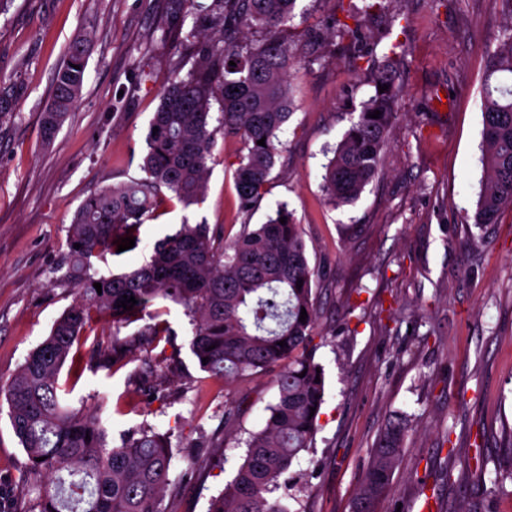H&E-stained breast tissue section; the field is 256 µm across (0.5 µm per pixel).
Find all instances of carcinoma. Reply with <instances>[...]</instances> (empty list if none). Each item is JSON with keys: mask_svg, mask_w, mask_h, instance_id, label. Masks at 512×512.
<instances>
[{"mask_svg": "<svg viewBox=\"0 0 512 512\" xmlns=\"http://www.w3.org/2000/svg\"><path fill=\"white\" fill-rule=\"evenodd\" d=\"M298 0H224V30L198 46L200 64L186 79L173 78L161 94L146 135L144 176L88 196L68 228V262L62 279L77 288V300L64 310L48 336L32 349L20 370L2 387L15 436L29 460L23 493L28 512H169L162 492L170 484L173 454L167 437L151 427L109 443L94 411L75 408L59 383L64 367L74 373L81 358L73 351L102 314L112 325L130 326L144 318L138 335L154 342L172 335L161 311L169 300L190 317V351L199 368L214 379L232 381L248 371L278 369L277 395L261 427L249 433L246 456L234 478L214 497L208 512H294L288 496L278 495L301 451L312 447L316 421L325 401L322 365L309 349L315 314L313 277L307 244L288 205L280 203L262 224L242 225L238 237L208 224H181L157 240L149 258L132 271L105 274L121 239L139 229L169 192L184 207L200 203L214 145L211 101L220 106L224 135L240 138L244 154L233 172L240 209L249 213L262 200L280 153L279 133L288 121L294 91L288 82V42L281 33L295 18ZM176 14L199 21V0H176ZM263 32L247 42L239 25ZM333 34L362 41L356 13L333 19ZM372 45L381 38L369 31ZM87 40L75 38L56 72L51 99L43 110L46 139L78 102L85 80ZM235 65H229V62ZM482 102V182L472 224L498 223L512 208V26L503 30L487 68ZM388 89L363 103L334 156L325 166L323 191L334 207L354 204L379 173L383 151L401 92L395 73H373ZM22 86H0V117L14 110ZM380 111L379 118L369 114ZM265 140V145L257 144ZM286 218L281 223L280 218ZM80 248H74V244ZM303 281L297 286V281ZM101 284L97 292L94 284ZM137 300L133 310L118 306L123 296ZM307 319L299 321L301 310ZM284 341L286 345L279 346ZM209 358L202 363L203 358ZM320 382H315V379ZM315 412H310V408ZM90 440H85V437ZM408 423L391 422L379 435L353 503V512H377L390 491L394 469L406 448Z\"/></svg>", "mask_w": 512, "mask_h": 512, "instance_id": "cac0c4a2", "label": "carcinoma"}]
</instances>
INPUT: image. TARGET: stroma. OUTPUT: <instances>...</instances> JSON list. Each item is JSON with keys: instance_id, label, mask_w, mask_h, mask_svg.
<instances>
[{"instance_id": "35a3bbf8", "label": "stroma", "mask_w": 512, "mask_h": 512, "mask_svg": "<svg viewBox=\"0 0 512 512\" xmlns=\"http://www.w3.org/2000/svg\"><path fill=\"white\" fill-rule=\"evenodd\" d=\"M299 0L288 41L295 106L284 149L261 203L242 213L232 173L238 137L216 131L207 193L183 208L164 201L139 231L137 248L114 268L142 263L179 224L206 223L233 241L287 203L318 269L315 358L325 370V403L313 448L293 467L288 492L302 512H351L371 450L396 414L412 429L391 490L378 512H512V209L485 228L468 224L484 168L481 96L488 54L512 25L506 0ZM172 0H12L0 14V81L22 82L14 112L0 119V384L22 366L77 298L62 281L67 230L82 201L142 177L149 122L164 86L193 73L199 57L173 34ZM361 14L364 28L398 45L403 91L382 170L351 206L323 197V166L375 93L369 68L382 49L357 59L330 23ZM87 35L91 50L77 105L53 140L41 112L67 46ZM322 48L311 53L308 41ZM170 343L150 344L134 328L117 331L127 363L108 369L92 354L102 315L81 345L80 378L66 377L75 407L100 409L112 443L143 425L170 436L169 512H207L235 475L274 400L273 372L227 383L202 372L189 348L192 326L168 304ZM235 407L232 428L224 410ZM28 458L0 399V500L27 512Z\"/></svg>"}]
</instances>
